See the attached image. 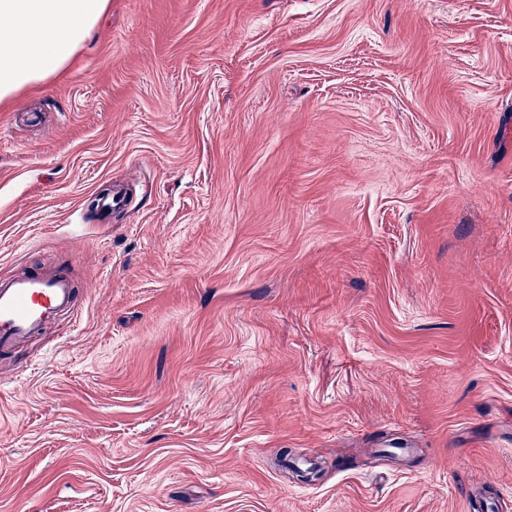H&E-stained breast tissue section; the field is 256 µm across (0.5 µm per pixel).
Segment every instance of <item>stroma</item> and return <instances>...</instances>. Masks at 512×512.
<instances>
[{
	"instance_id": "obj_1",
	"label": "stroma",
	"mask_w": 512,
	"mask_h": 512,
	"mask_svg": "<svg viewBox=\"0 0 512 512\" xmlns=\"http://www.w3.org/2000/svg\"><path fill=\"white\" fill-rule=\"evenodd\" d=\"M66 260L70 334L0 360V512H483L512 0H111L0 105V275Z\"/></svg>"
}]
</instances>
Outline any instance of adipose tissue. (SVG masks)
I'll return each instance as SVG.
<instances>
[{
  "label": "adipose tissue",
  "instance_id": "adipose-tissue-1",
  "mask_svg": "<svg viewBox=\"0 0 512 512\" xmlns=\"http://www.w3.org/2000/svg\"><path fill=\"white\" fill-rule=\"evenodd\" d=\"M109 0H0V102L60 72Z\"/></svg>",
  "mask_w": 512,
  "mask_h": 512
}]
</instances>
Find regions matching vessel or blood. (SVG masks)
Returning <instances> with one entry per match:
<instances>
[{"mask_svg": "<svg viewBox=\"0 0 512 512\" xmlns=\"http://www.w3.org/2000/svg\"><path fill=\"white\" fill-rule=\"evenodd\" d=\"M76 285L69 266L45 265L0 277V357L45 335L72 311Z\"/></svg>", "mask_w": 512, "mask_h": 512, "instance_id": "1", "label": "vessel or blood"}]
</instances>
